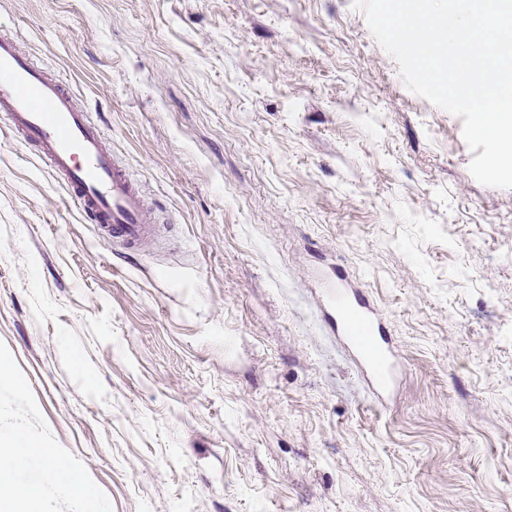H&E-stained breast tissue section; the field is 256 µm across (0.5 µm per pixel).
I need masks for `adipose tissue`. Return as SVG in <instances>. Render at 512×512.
Returning <instances> with one entry per match:
<instances>
[{
	"label": "adipose tissue",
	"instance_id": "ef3b65f1",
	"mask_svg": "<svg viewBox=\"0 0 512 512\" xmlns=\"http://www.w3.org/2000/svg\"><path fill=\"white\" fill-rule=\"evenodd\" d=\"M50 460L49 474L65 492L82 498L86 487L81 474L60 457H51L48 450L22 435L0 439V506H11L12 512H35L40 500L38 483H20L19 466L23 461Z\"/></svg>",
	"mask_w": 512,
	"mask_h": 512
}]
</instances>
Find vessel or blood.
Masks as SVG:
<instances>
[{
	"instance_id": "1",
	"label": "vessel or blood",
	"mask_w": 512,
	"mask_h": 512,
	"mask_svg": "<svg viewBox=\"0 0 512 512\" xmlns=\"http://www.w3.org/2000/svg\"><path fill=\"white\" fill-rule=\"evenodd\" d=\"M1 118L36 148L113 250L135 252L156 237L153 211L123 161L105 148L103 128L75 106L63 79L35 68L13 38L0 34ZM324 306L377 399L388 398L397 361L374 308L342 281L325 291Z\"/></svg>"
}]
</instances>
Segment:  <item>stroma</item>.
Listing matches in <instances>:
<instances>
[{
  "label": "stroma",
  "instance_id": "stroma-1",
  "mask_svg": "<svg viewBox=\"0 0 512 512\" xmlns=\"http://www.w3.org/2000/svg\"><path fill=\"white\" fill-rule=\"evenodd\" d=\"M161 227L131 255L0 125V434L41 512H512V189L352 0H0ZM400 361L379 404L337 276ZM0 507L11 506L13 512H35L40 500V488L36 482L20 484L19 465L24 460H52L49 474L65 492L73 497L84 498L86 487L81 474L70 463L54 457L45 448L22 435L1 437L0 443Z\"/></svg>",
  "mask_w": 512,
  "mask_h": 512
}]
</instances>
